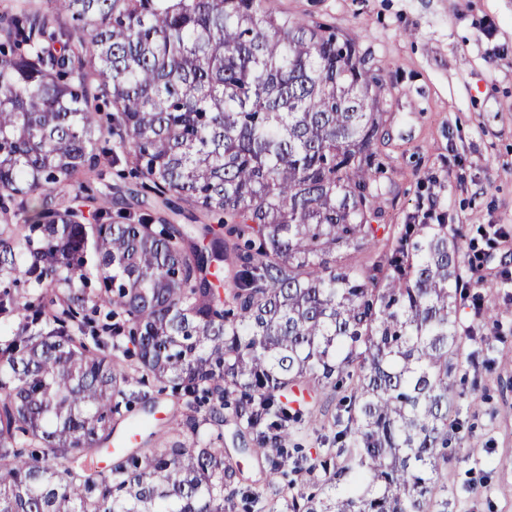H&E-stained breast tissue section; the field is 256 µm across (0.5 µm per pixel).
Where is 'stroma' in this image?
Segmentation results:
<instances>
[{
    "label": "stroma",
    "instance_id": "stroma-1",
    "mask_svg": "<svg viewBox=\"0 0 512 512\" xmlns=\"http://www.w3.org/2000/svg\"><path fill=\"white\" fill-rule=\"evenodd\" d=\"M281 10L359 35L362 50L381 68L385 138L379 149L388 161L378 205L389 224L410 223L433 210L462 235V258L473 263L480 293L493 306L491 318L475 319L459 306L461 326L478 325L495 346L477 352L463 344L456 371L461 429L450 431L461 450L446 470L448 512H512V0H278ZM117 139L97 168L57 191L60 202L82 207L119 201L124 210L148 213L176 224L192 213L169 210L144 193L127 174L129 164ZM150 432L136 438L143 448H161L187 412L184 401L158 394ZM221 433L240 470L239 488L264 503L278 499L267 483V463L252 434L232 416ZM336 432L330 416L290 425L288 442L318 456Z\"/></svg>",
    "mask_w": 512,
    "mask_h": 512
}]
</instances>
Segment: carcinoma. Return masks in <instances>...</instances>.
I'll list each match as a JSON object with an SVG mask.
<instances>
[{
	"label": "carcinoma",
	"mask_w": 512,
	"mask_h": 512,
	"mask_svg": "<svg viewBox=\"0 0 512 512\" xmlns=\"http://www.w3.org/2000/svg\"><path fill=\"white\" fill-rule=\"evenodd\" d=\"M48 4L0 16V191L39 198L0 224V512H233L239 471L203 429L226 412L287 512H448L457 302L492 308L448 225L381 223L386 84L359 38L277 0ZM92 77L141 188L218 223L52 202L98 164ZM149 377L193 443L80 463ZM327 389L340 461L296 495L289 474L333 456L288 447V424Z\"/></svg>",
	"instance_id": "carcinoma-1"
}]
</instances>
